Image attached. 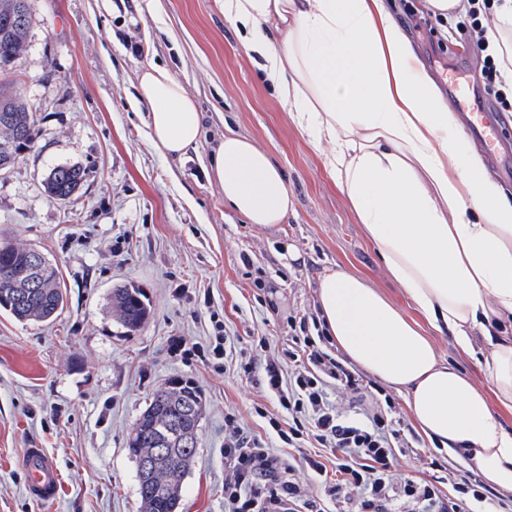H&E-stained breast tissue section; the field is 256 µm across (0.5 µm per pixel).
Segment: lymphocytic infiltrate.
<instances>
[{"mask_svg":"<svg viewBox=\"0 0 512 512\" xmlns=\"http://www.w3.org/2000/svg\"><path fill=\"white\" fill-rule=\"evenodd\" d=\"M493 0H468L463 28L483 57L482 76L493 89L501 111L512 112V87L502 74L497 53L485 40V25ZM294 334L284 356L270 355L265 338L250 348H237L220 336L212 350L215 358L238 360L244 374L255 375L266 396L288 415L255 406L265 419L264 435H255L242 424L235 408L224 410V512H325V502L341 505L342 512H489L496 495L476 474L449 468L448 487L432 480L404 482L394 478L390 464L404 453L409 442L401 435L381 402L383 390L347 361L332 355L324 345L329 338L320 320L289 318ZM345 396L350 410L340 412L337 396ZM314 442L336 461L340 478L323 480L325 464L305 456L304 471L283 458L277 444L302 448Z\"/></svg>","mask_w":512,"mask_h":512,"instance_id":"1","label":"lymphocytic infiltrate"}]
</instances>
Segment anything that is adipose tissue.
<instances>
[{
	"instance_id": "ef3b65f1",
	"label": "adipose tissue",
	"mask_w": 512,
	"mask_h": 512,
	"mask_svg": "<svg viewBox=\"0 0 512 512\" xmlns=\"http://www.w3.org/2000/svg\"><path fill=\"white\" fill-rule=\"evenodd\" d=\"M227 22L294 125L316 143L389 275L426 317L407 320L376 289L336 268L320 277L326 333L351 363L405 389L416 431L512 493V196L457 132L418 63L391 0H219ZM149 140L180 157L201 134L183 84L140 77ZM225 202L249 223H282L292 207L268 152L227 135L210 157ZM480 363L500 405L441 361L429 332Z\"/></svg>"
}]
</instances>
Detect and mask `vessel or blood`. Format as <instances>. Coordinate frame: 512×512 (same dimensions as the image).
Instances as JSON below:
<instances>
[{"instance_id": "obj_1", "label": "vessel or blood", "mask_w": 512, "mask_h": 512, "mask_svg": "<svg viewBox=\"0 0 512 512\" xmlns=\"http://www.w3.org/2000/svg\"><path fill=\"white\" fill-rule=\"evenodd\" d=\"M448 89L455 109L466 114L470 135L489 156L512 164V140L508 139L493 114L475 108V94L470 84L452 74L448 77ZM21 468L26 493L32 500L40 503L55 500L60 473L55 458L46 449H25L21 457Z\"/></svg>"}]
</instances>
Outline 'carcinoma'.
Listing matches in <instances>:
<instances>
[{"mask_svg":"<svg viewBox=\"0 0 512 512\" xmlns=\"http://www.w3.org/2000/svg\"><path fill=\"white\" fill-rule=\"evenodd\" d=\"M30 26L29 0H0V70L8 68L26 46ZM38 135L37 120L32 108L22 97L0 89V145L8 144L11 152L0 155V162L13 167L31 149ZM84 179L81 167L57 166L44 181L45 191L53 198L66 201L79 190ZM112 306L122 326L136 333L151 315L144 293L135 285L123 284L112 291ZM64 307L58 270H45L39 284L28 289V295L17 302L9 314L21 322H50ZM203 402L197 388L171 379L157 390L139 415L141 432L166 420L178 421L184 431L201 421ZM196 454V449L179 444L173 456L160 468L161 478L153 485L138 483L142 512H177L183 480Z\"/></svg>","mask_w":512,"mask_h":512,"instance_id":"cac0c4a2","label":"carcinoma"}]
</instances>
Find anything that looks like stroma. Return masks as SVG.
Returning <instances> with one entry per match:
<instances>
[{
	"label": "stroma",
	"instance_id": "1",
	"mask_svg": "<svg viewBox=\"0 0 512 512\" xmlns=\"http://www.w3.org/2000/svg\"><path fill=\"white\" fill-rule=\"evenodd\" d=\"M415 53L435 83L456 66L482 86L474 41L451 17L436 22L424 0H395ZM26 47L0 85L36 113L35 146L0 174V239L30 244L56 265L65 307L52 324L0 313V512H140L127 435L151 395L178 378L205 404L195 462L178 512H224V409L265 403L237 371H215L185 345L207 344L219 312L229 336L288 345V319L314 312L319 277L339 267L359 277L407 319L424 323L392 280L321 150L292 123L260 78L216 0H29ZM159 67L181 80L202 115L198 143L172 158L148 139L149 105L139 76ZM267 150L284 173L294 209L258 226L224 203L209 159L225 134ZM57 165L84 181L67 203L43 182ZM297 259H290L289 251ZM142 288L152 314L127 334L112 313L113 288ZM438 355L485 395L493 390L476 356L433 335ZM412 451L395 456L396 480L443 477L451 460L413 428L404 390L387 386ZM57 457L55 502L28 498L23 449Z\"/></svg>",
	"mask_w": 512,
	"mask_h": 512
}]
</instances>
